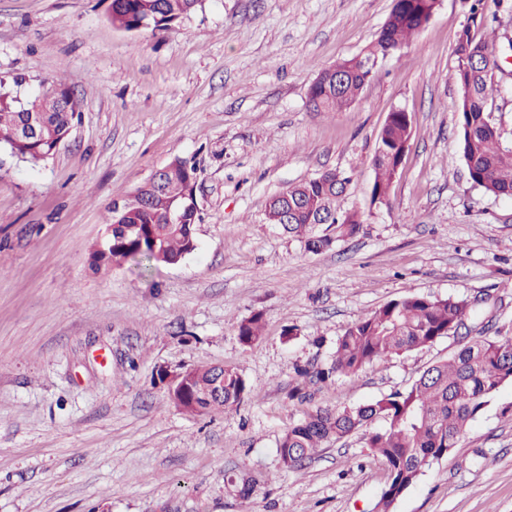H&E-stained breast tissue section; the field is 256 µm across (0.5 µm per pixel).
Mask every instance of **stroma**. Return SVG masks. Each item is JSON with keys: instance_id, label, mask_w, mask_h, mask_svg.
Instances as JSON below:
<instances>
[{"instance_id": "1", "label": "stroma", "mask_w": 512, "mask_h": 512, "mask_svg": "<svg viewBox=\"0 0 512 512\" xmlns=\"http://www.w3.org/2000/svg\"><path fill=\"white\" fill-rule=\"evenodd\" d=\"M108 0H0V78H64L82 117L30 165L0 153V512H372L383 463L362 434L283 469L278 439L319 406L410 386L455 339L300 382L361 317L407 293L482 300L485 333L512 336V199L472 182L458 140L461 0L388 55L344 112L309 89L377 36L395 0H203L169 32H127ZM488 109L512 132V55ZM412 133L388 205L370 193L389 112ZM197 167L196 250L148 274L96 273L88 253L113 200L169 160ZM351 177L359 233L320 254L265 221L270 199L328 170ZM263 313L253 347L237 324ZM294 336H286V328ZM239 367L240 408L191 416L158 372ZM303 389L306 400L294 399ZM257 484L240 495V477ZM391 512H512V383Z\"/></svg>"}]
</instances>
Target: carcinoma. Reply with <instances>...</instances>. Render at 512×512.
<instances>
[{
  "mask_svg": "<svg viewBox=\"0 0 512 512\" xmlns=\"http://www.w3.org/2000/svg\"><path fill=\"white\" fill-rule=\"evenodd\" d=\"M201 4L202 0H111L108 19L128 32H165ZM436 7L437 0H396L372 43L318 74L308 94L310 111L343 112L350 108L373 77L376 59L407 45L410 37L427 25ZM493 51L494 45L476 38L468 26L456 35L454 79L461 90L457 105L459 142L474 184L496 196L512 197V140L488 111L492 91L488 64ZM23 82L21 77L10 84L0 81V147L14 158L36 165L49 158L53 140L68 136L79 121L82 100L60 79L46 81L35 94L24 97L18 94ZM57 97L64 100V107L49 113L51 138L16 137L24 115L42 111V101ZM411 129L407 112L388 114L372 159V200L388 201ZM171 163L163 185L144 182L124 198L126 208L109 210L106 227L110 232L92 247L88 257L91 268L107 271L128 262L139 267L174 265L196 249L198 213L188 206L186 198L189 175L195 167L180 157ZM349 182L345 173L329 170L289 186L292 212L282 230L298 238L312 254L354 237L365 222L364 214L336 207ZM173 211L180 213L181 223H168V214ZM475 312V303L467 299L411 293L385 303L349 326L336 341L330 366L303 369L299 376L323 380L333 375L354 377L374 361L430 347L455 334L459 335L458 349L403 391L363 405L318 408L293 422L279 438L282 467L302 468L324 444L363 429L365 446L387 471L378 507L381 512H390L426 466L457 446L488 398L504 384L512 383V336L470 335L466 320ZM263 330L260 312L237 328L239 340L246 346L258 342ZM187 383L189 391L181 404L194 415L236 409L249 393L240 369L224 365L198 368L189 373Z\"/></svg>",
  "mask_w": 512,
  "mask_h": 512,
  "instance_id": "1",
  "label": "carcinoma"
}]
</instances>
